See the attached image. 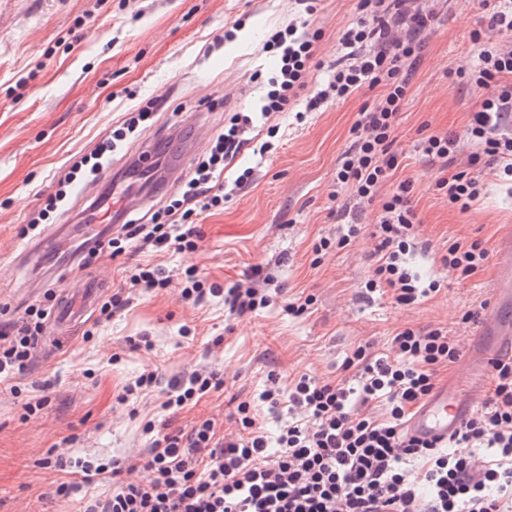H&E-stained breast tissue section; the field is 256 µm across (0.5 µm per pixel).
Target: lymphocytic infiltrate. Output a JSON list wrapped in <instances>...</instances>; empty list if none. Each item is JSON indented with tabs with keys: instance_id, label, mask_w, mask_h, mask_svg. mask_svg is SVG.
Returning a JSON list of instances; mask_svg holds the SVG:
<instances>
[{
	"instance_id": "obj_1",
	"label": "lymphocytic infiltrate",
	"mask_w": 512,
	"mask_h": 512,
	"mask_svg": "<svg viewBox=\"0 0 512 512\" xmlns=\"http://www.w3.org/2000/svg\"><path fill=\"white\" fill-rule=\"evenodd\" d=\"M295 2L297 17L264 45L278 53L279 65L258 106L233 113L174 195L121 224L111 239L112 252L119 255L130 247L143 253L198 251L197 217L249 184L251 169L229 183L224 171L251 144L259 124L299 106L314 112L379 86L382 95L360 109L349 129L350 145L338 161L336 192L354 206L338 210L343 222L338 236L321 238L315 250L344 246L368 232L374 267L365 292L390 294L400 307L415 305L438 292L440 283L421 285L408 265L418 245L414 182L396 179L399 162L392 145L434 15L419 0H357L355 18L341 38L348 50L344 63L313 87L310 72L321 66L319 33L311 28L316 0ZM481 5L486 27L471 34L481 50L471 66L456 72L482 91L470 123L461 134L423 133L417 144L437 169L435 185L449 208L462 213L481 200L487 168L498 167L512 178V0H481ZM489 31L497 42H487ZM157 112L152 102L126 112L110 139L75 159L59 178L39 220L49 218L83 171H99L120 142L150 129ZM465 142L471 151L462 164L458 155ZM376 202L381 205L377 221L364 228L361 217ZM488 259L480 242L455 241L440 263L449 275L466 279L482 271ZM185 275L184 299L199 304L209 295L224 296L229 314L238 318L270 307L278 296L259 268L226 290L206 285L196 268H186ZM171 281L162 265L138 264L103 302L101 314L108 319L128 310L141 291L166 288ZM47 316L46 309L31 307L0 326V383L28 369ZM463 352L462 342L446 329L406 328L384 351L369 343L357 346L342 365L343 377L334 380L304 374L285 388L280 374L269 372L257 401L238 402L235 429L221 430L210 418L186 432L170 431L165 421L147 424L143 452L106 463L75 459L81 481L60 484L57 491L68 496L94 481H111V493L87 499L82 512H512V359L491 360V392L454 434L427 439L407 429L433 395L438 371L457 363ZM223 386V376L207 367L165 387L151 370L126 385L124 393L164 388L161 407L176 412ZM260 403L271 412L286 409L288 420L276 434L258 421Z\"/></svg>"
}]
</instances>
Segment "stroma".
<instances>
[{"mask_svg": "<svg viewBox=\"0 0 512 512\" xmlns=\"http://www.w3.org/2000/svg\"><path fill=\"white\" fill-rule=\"evenodd\" d=\"M0 0V322L43 303L47 292L63 294L68 282L91 277L109 292L123 286L136 264L152 260L172 275L167 288L142 293L134 307L102 321L91 316L56 347L39 351L16 378L18 393L0 384V512H79L80 498L58 495L69 473L37 467L50 448L67 457L121 459L147 445L143 426L161 417L162 394L135 406L119 403L124 386L144 371L162 381L209 367L226 379L225 390L202 397L169 417L171 430H188L203 417L225 424L241 393L262 390L269 358H278L283 382L297 375L341 376L353 348L372 343L383 351L389 336L405 328H447L465 351L441 376L440 390L482 401L490 388L487 361L499 347L495 324H466L463 314L512 290L507 237L512 234V188L485 177L484 197L468 213L449 208L435 188V172L417 150L418 130L462 131L480 92L453 78L478 52L469 37L482 13L475 0H430L433 31L413 78L409 100L394 132L397 177L411 178L412 207L419 224L417 249L408 257L421 282L439 280V292L411 307L389 295L363 299L359 289L372 270L371 241L360 236L313 265V247L338 233L336 170L350 145L348 131L362 106L379 99L381 88H363L302 117L279 114L278 130H263L266 152L245 151L224 178L252 168L250 185L200 218L203 240L192 254L128 252L103 248L87 263L69 255L41 254L23 261L35 238L27 224L54 194L57 179L73 157L109 136L122 112L154 97L166 103L159 129L123 145L110 167L80 184L50 215L57 225L82 223L89 203L160 130L177 131L161 162L189 170L207 147L190 146L194 119L218 130L226 113L249 111L276 71L262 45L274 27L287 23L294 0ZM355 17V0H321L313 17L322 37L317 57L324 68L345 54L341 36ZM234 30V40L224 38ZM479 241L489 252L486 267L466 280L445 276L438 258L449 242ZM208 283L231 287L255 267L270 273L284 296L314 295L311 313L291 317L280 304L242 318L229 316L224 300L201 307L180 296L187 267ZM149 337L150 347H133ZM47 396L44 409L26 414L29 398Z\"/></svg>", "mask_w": 512, "mask_h": 512, "instance_id": "35a3bbf8", "label": "stroma"}]
</instances>
